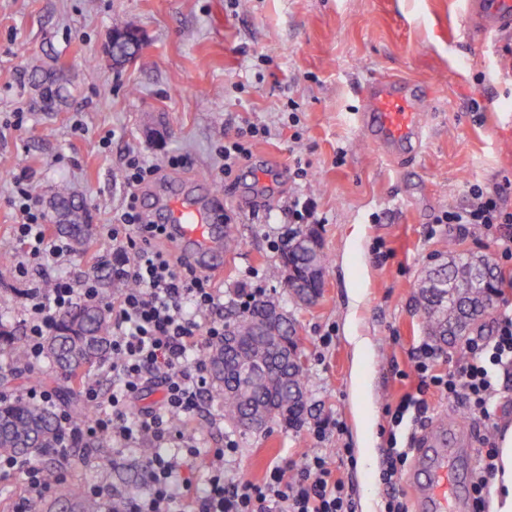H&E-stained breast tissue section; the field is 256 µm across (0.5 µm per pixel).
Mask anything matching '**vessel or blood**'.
Here are the masks:
<instances>
[{"mask_svg":"<svg viewBox=\"0 0 512 512\" xmlns=\"http://www.w3.org/2000/svg\"><path fill=\"white\" fill-rule=\"evenodd\" d=\"M467 21L481 36L512 32V0H467ZM421 86L391 78L369 84L361 97L357 122L366 140L384 155L408 159L421 153L427 138ZM149 219L166 225L172 246L212 280L224 276V208L213 190L194 196L168 183L165 190L143 189ZM410 476L421 512H462L469 491L458 473L459 462L474 466L475 453L464 430L452 423L436 428Z\"/></svg>","mask_w":512,"mask_h":512,"instance_id":"obj_1","label":"vessel or blood"}]
</instances>
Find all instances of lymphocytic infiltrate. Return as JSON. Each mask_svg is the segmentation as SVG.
I'll list each match as a JSON object with an SVG mask.
<instances>
[{"mask_svg":"<svg viewBox=\"0 0 512 512\" xmlns=\"http://www.w3.org/2000/svg\"><path fill=\"white\" fill-rule=\"evenodd\" d=\"M159 173V167L141 155L127 156L126 202L102 229L110 252L96 260V275L78 281L54 273L71 254L72 243L49 234L46 210L27 173L15 178L7 199L19 214L14 236L27 255L18 263L17 274L30 283L24 310L28 359L41 360L60 312L95 303L105 306L112 317V359L107 366L112 387L104 391L94 381L85 383L92 418L82 428H75L69 415L57 410L61 447L92 446L103 440L119 455L130 445L152 443L154 451L143 462L149 492L132 500L129 512H355L349 487L318 454L274 466L260 481L227 478L224 461L237 451L231 438L211 451L205 495L192 494L189 473L201 457L192 422L209 388L208 361L201 352L224 339V293L184 258L161 248L162 225L145 223L137 190ZM438 221L462 228L470 224L487 231L504 229L500 257L512 261V212L501 207L498 191L471 184L466 205L448 208ZM104 280L123 281L127 287L109 299L100 286ZM439 353V346L431 342L415 347L411 358L418 384L389 410L391 433L423 425L431 391L494 427L500 379L512 375V315L501 316L493 335L468 338L447 371L436 368ZM148 390L157 391L159 400L135 408V401ZM409 454V449L395 445L387 450L386 466L379 473L387 490L384 512H407L395 488ZM0 474L18 478L24 487L12 512H33V503L49 491L42 468L31 458L1 455Z\"/></svg>","mask_w":512,"mask_h":512,"instance_id":"f902f5d3","label":"lymphocytic infiltrate"}]
</instances>
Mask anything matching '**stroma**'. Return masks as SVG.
Wrapping results in <instances>:
<instances>
[{"label": "stroma", "mask_w": 512, "mask_h": 512, "mask_svg": "<svg viewBox=\"0 0 512 512\" xmlns=\"http://www.w3.org/2000/svg\"><path fill=\"white\" fill-rule=\"evenodd\" d=\"M465 0H240L236 13L224 0H0V321L21 327L27 299L15 265L25 255L14 241L17 214L6 199L12 179L32 173V185L51 200L59 184L85 198L89 222L107 223L125 202L123 164L128 152L165 165L186 167L166 179L202 175L219 186L239 245L224 265L220 286L247 275L265 288L295 321L307 360L308 411L300 427L269 424L259 431L230 430L224 409L204 398L196 417L208 446L225 436L237 442L224 468L234 478L262 480L270 467L315 451L336 461L341 448L358 450L363 433L373 438L374 467L337 468L356 503L383 504L378 482L389 446L387 407L415 388L409 357L428 334L414 297L434 260L449 253L481 254L498 261L496 233L463 232L438 223L448 207L464 204L473 183L500 191L512 211V33L499 42L471 39ZM143 35L136 62L115 66L108 55L116 27ZM53 53L68 80V98L56 111L39 107L27 80L31 57ZM399 78L430 89V137L412 161L389 160L366 144L355 122L360 92L370 81ZM112 88L109 97L100 85ZM300 122L289 127V102ZM479 111H471V103ZM30 118L9 128L16 108ZM85 132L74 134L73 119ZM271 134L251 147V157L224 175L218 149L245 123ZM108 147H100L102 137ZM308 165V178L293 177V160ZM273 174L263 187L256 172ZM311 198L328 257L321 296L295 305L277 270L282 253L270 236L292 232L289 202ZM369 340L355 358L351 333ZM11 374L0 393L17 397L33 385L62 392L67 381L48 361L34 364L0 351ZM430 421L466 420L476 435L498 441L512 426V385L501 388L497 427L429 395ZM335 425L314 439L316 420ZM98 467L68 463V482L100 484L120 494L141 477L138 448L114 458L97 449Z\"/></svg>", "instance_id": "stroma-1"}]
</instances>
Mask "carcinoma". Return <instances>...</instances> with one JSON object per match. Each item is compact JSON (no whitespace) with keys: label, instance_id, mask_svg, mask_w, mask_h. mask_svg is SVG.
Segmentation results:
<instances>
[{"label":"carcinoma","instance_id":"cac0c4a2","mask_svg":"<svg viewBox=\"0 0 512 512\" xmlns=\"http://www.w3.org/2000/svg\"><path fill=\"white\" fill-rule=\"evenodd\" d=\"M54 202L69 210L71 225H58L74 234L79 243L78 253L84 252L87 242L82 225L87 223L83 197L67 185H61L54 194ZM311 235L284 257L278 274L283 282L302 281L305 291L290 286L288 294L295 303L303 301V294L321 293L319 274L326 266V255L320 237L315 231H295V237ZM499 286L495 268L487 272L474 266L473 259L459 258L428 270L418 291V302L429 335L443 341L448 333H465L468 311L482 308L488 298L484 284ZM266 305L259 304L251 311L228 322V328L237 330L239 339L234 347L224 352V345L211 349L209 357L212 376L211 396L224 406V422L231 428H242L248 418H267L292 426L303 420L307 410L305 386L306 369L303 352L293 320L281 314V342L276 344L257 327V320ZM112 336V318L100 306L78 305L56 320L47 339L45 354L70 382L67 393L70 415L76 425L84 424L89 416L78 402L73 389L80 386L86 373L108 355ZM0 343L5 344L15 358L26 355L25 339L10 329L0 326ZM58 427L53 413L26 401L0 397V454L37 456L58 444ZM46 480L56 497L49 509L41 512H102V502L89 495L78 484H63L57 467L44 469Z\"/></svg>","mask_w":512,"mask_h":512}]
</instances>
